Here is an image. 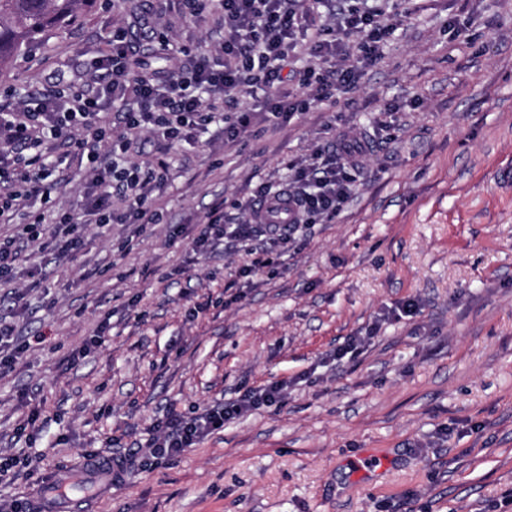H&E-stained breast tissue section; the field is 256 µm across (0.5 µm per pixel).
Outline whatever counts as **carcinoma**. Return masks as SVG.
<instances>
[{
    "mask_svg": "<svg viewBox=\"0 0 512 512\" xmlns=\"http://www.w3.org/2000/svg\"><path fill=\"white\" fill-rule=\"evenodd\" d=\"M93 0H0V67Z\"/></svg>",
    "mask_w": 512,
    "mask_h": 512,
    "instance_id": "obj_1",
    "label": "carcinoma"
}]
</instances>
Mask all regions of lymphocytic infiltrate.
I'll return each mask as SVG.
<instances>
[{
    "label": "lymphocytic infiltrate",
    "instance_id": "obj_1",
    "mask_svg": "<svg viewBox=\"0 0 512 512\" xmlns=\"http://www.w3.org/2000/svg\"><path fill=\"white\" fill-rule=\"evenodd\" d=\"M190 14L214 10L224 29V39L212 54L182 60L166 21L167 0H146L154 18L145 35L168 49L173 67L131 74L125 29L112 31L110 47L89 64L90 88L70 86L37 98L0 104V224L23 217L26 243L34 251L57 260H73L85 245L89 224H156L162 214L152 207V192L169 179L161 164L144 167L113 161L102 149L112 137V119L120 117L127 134L119 148L134 145L130 131L151 127L158 139L174 144L190 140L197 130L223 123L225 141L235 142L249 126L247 115L225 118L230 97L263 92L265 110L276 118H293L310 103L333 96V83L353 84L352 70H340L336 61L344 54L348 37H355L358 60L375 62L382 43L395 28V15L368 7L366 0H349L337 21L316 24L312 10L300 0H181ZM306 55L309 65L300 82L307 98L280 99L282 70L288 59ZM124 111L113 114L115 103ZM60 140L74 156L90 164L89 191L78 211L48 216L29 209L31 199H49L61 184L49 167L48 142ZM364 145L342 135L331 152L314 151L308 159L290 163L287 187L260 184L257 195L273 200L287 195L293 206L288 223L263 221L253 202L242 209L247 218L236 226L235 236L245 242L270 236L294 240L300 229L319 220H333L348 200L360 171ZM288 392L284 382L271 383L239 394L191 417L173 412L157 422L143 453L111 456L105 463L113 481H121L147 459L174 457L196 447L224 424L261 407L282 402Z\"/></svg>",
    "mask_w": 512,
    "mask_h": 512
}]
</instances>
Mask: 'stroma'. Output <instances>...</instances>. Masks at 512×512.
<instances>
[{
  "label": "stroma",
  "mask_w": 512,
  "mask_h": 512,
  "mask_svg": "<svg viewBox=\"0 0 512 512\" xmlns=\"http://www.w3.org/2000/svg\"><path fill=\"white\" fill-rule=\"evenodd\" d=\"M390 10L381 59L334 100L277 120L240 96L250 125L234 144L217 124L193 145L143 132L133 161L170 170L153 193L162 223L90 227L84 255L37 286L18 265L26 308L0 301V317L29 350L0 378V455L31 464L0 499L85 475L87 454L127 453L168 407L190 416L286 381L281 404L60 512H512V0ZM170 14L191 53L223 36L210 13ZM117 26L137 39L141 10L92 0L0 68V104L85 82ZM347 130L367 150L334 221L254 241L270 264L249 278L233 237L191 251L216 200L241 223L260 183H287L289 160ZM105 318L110 334L76 358ZM351 336L369 342L334 360ZM34 409L37 429L16 438ZM364 455L381 467L360 472Z\"/></svg>",
  "instance_id": "obj_1"
}]
</instances>
